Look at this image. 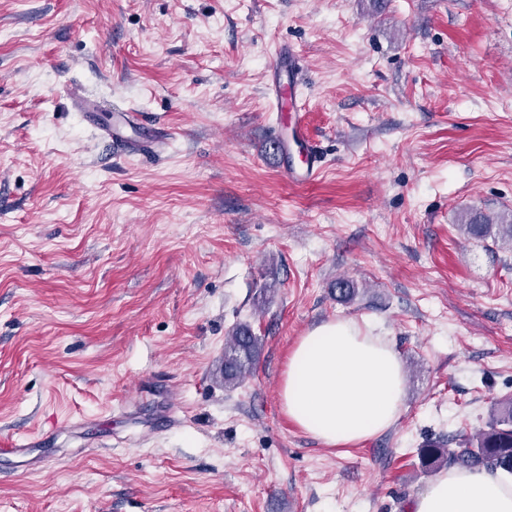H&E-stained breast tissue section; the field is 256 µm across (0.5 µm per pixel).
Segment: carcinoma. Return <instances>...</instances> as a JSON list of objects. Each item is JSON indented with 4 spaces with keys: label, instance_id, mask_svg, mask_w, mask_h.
I'll return each mask as SVG.
<instances>
[{
    "label": "carcinoma",
    "instance_id": "1",
    "mask_svg": "<svg viewBox=\"0 0 512 512\" xmlns=\"http://www.w3.org/2000/svg\"><path fill=\"white\" fill-rule=\"evenodd\" d=\"M459 230L468 238L497 239L512 245V212L477 219L469 212L460 215ZM260 351V339L246 324L235 326L224 354V387L234 388L251 375ZM422 468L435 472L444 466L491 467L512 474V399L496 405L486 428L459 440L457 447L430 443L419 449Z\"/></svg>",
    "mask_w": 512,
    "mask_h": 512
}]
</instances>
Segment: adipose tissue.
Returning <instances> with one entry per match:
<instances>
[{"mask_svg": "<svg viewBox=\"0 0 512 512\" xmlns=\"http://www.w3.org/2000/svg\"><path fill=\"white\" fill-rule=\"evenodd\" d=\"M405 372L393 343L357 321L336 318L310 328L288 359L283 409L327 446L377 436L398 420ZM410 512H512V480L489 468L440 472Z\"/></svg>", "mask_w": 512, "mask_h": 512, "instance_id": "obj_1", "label": "adipose tissue"}]
</instances>
